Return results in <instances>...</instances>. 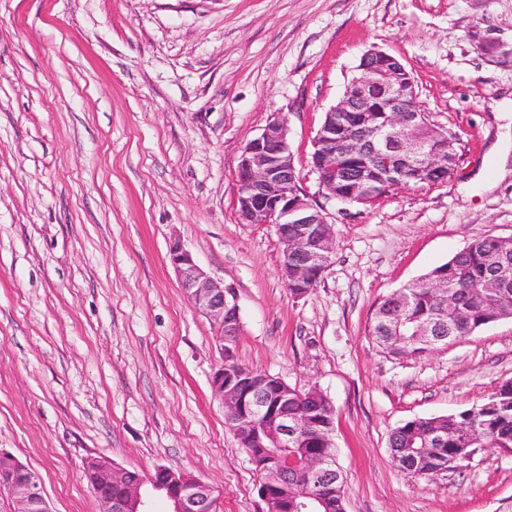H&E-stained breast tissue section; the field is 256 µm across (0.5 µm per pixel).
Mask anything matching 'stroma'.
I'll return each mask as SVG.
<instances>
[{"mask_svg": "<svg viewBox=\"0 0 512 512\" xmlns=\"http://www.w3.org/2000/svg\"><path fill=\"white\" fill-rule=\"evenodd\" d=\"M373 47L411 73L458 160L445 183L348 205L321 193L313 140ZM277 116L333 226L300 297L275 226L235 199L244 147ZM501 142L512 0H0V448L41 475L53 512H97L83 466L98 454L186 471L219 512H266L211 390L224 354L179 285L177 241L233 288L238 361L333 405L346 512H512V452L414 478L388 444L512 379V319L420 359L369 334L380 302L470 240L512 239Z\"/></svg>", "mask_w": 512, "mask_h": 512, "instance_id": "stroma-1", "label": "stroma"}]
</instances>
